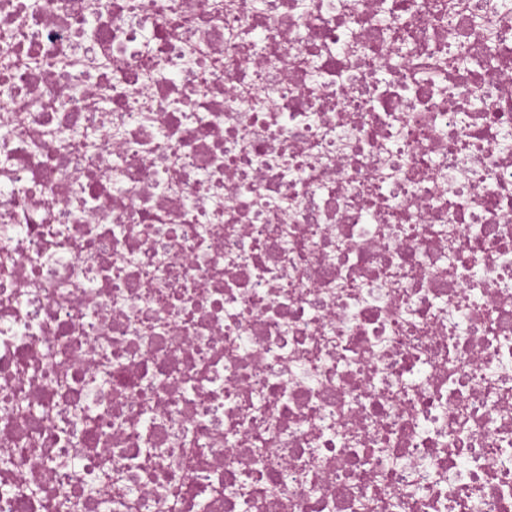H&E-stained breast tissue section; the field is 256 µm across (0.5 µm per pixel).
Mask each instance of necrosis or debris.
Returning <instances> with one entry per match:
<instances>
[{"label":"necrosis or debris","mask_w":512,"mask_h":512,"mask_svg":"<svg viewBox=\"0 0 512 512\" xmlns=\"http://www.w3.org/2000/svg\"><path fill=\"white\" fill-rule=\"evenodd\" d=\"M0 512H512V0H0Z\"/></svg>","instance_id":"1"}]
</instances>
